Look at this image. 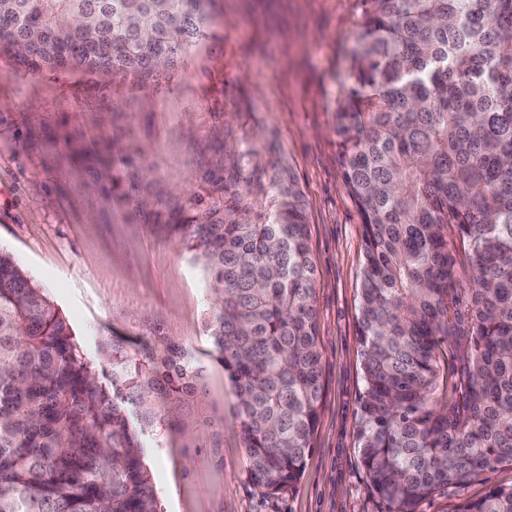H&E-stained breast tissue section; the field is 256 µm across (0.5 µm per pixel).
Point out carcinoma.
Here are the masks:
<instances>
[{"label": "carcinoma", "mask_w": 512, "mask_h": 512, "mask_svg": "<svg viewBox=\"0 0 512 512\" xmlns=\"http://www.w3.org/2000/svg\"><path fill=\"white\" fill-rule=\"evenodd\" d=\"M338 163L363 224L360 456L387 512L512 464V0H364ZM210 0H0V57L31 73L143 81L208 38ZM238 141L201 189L156 212L213 295L212 355L237 397L248 478L293 487L322 396L314 262L290 169ZM138 149L112 152L113 188ZM453 225L474 269L456 306ZM462 345L439 408L440 346ZM202 374L175 343L88 356L0 250V512H157L141 437ZM456 512H512V485Z\"/></svg>", "instance_id": "obj_1"}]
</instances>
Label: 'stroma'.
<instances>
[{
  "instance_id": "obj_1",
  "label": "stroma",
  "mask_w": 512,
  "mask_h": 512,
  "mask_svg": "<svg viewBox=\"0 0 512 512\" xmlns=\"http://www.w3.org/2000/svg\"><path fill=\"white\" fill-rule=\"evenodd\" d=\"M363 0H214L213 35L182 66L128 78L14 70L0 57V250L65 314L88 355L107 336L191 354L202 382L142 438L161 512H382L358 453L363 227L338 165L336 105L349 84ZM263 167H291L316 266L322 400L297 486L267 495L247 477L234 389L210 356V292L190 252L150 209L113 193L102 158L141 149L140 195L166 203L202 183L242 137ZM512 484L503 463L424 501L454 512Z\"/></svg>"
}]
</instances>
